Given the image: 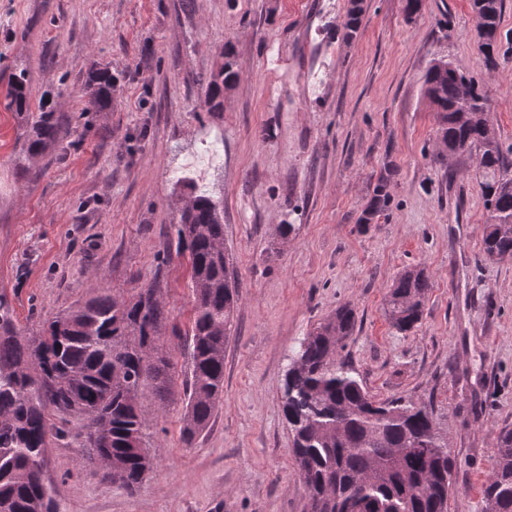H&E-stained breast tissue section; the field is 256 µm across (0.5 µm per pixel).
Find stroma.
I'll return each mask as SVG.
<instances>
[{
    "label": "stroma",
    "instance_id": "stroma-1",
    "mask_svg": "<svg viewBox=\"0 0 512 512\" xmlns=\"http://www.w3.org/2000/svg\"><path fill=\"white\" fill-rule=\"evenodd\" d=\"M348 0H0V293L22 328L162 274L181 329L192 315L186 257L168 249L173 215L204 182L224 216L239 300L224 352V400L193 445L181 440L188 359L146 442L140 489L106 481L82 451L50 449L57 512H308L280 386L297 341L338 306L357 324L343 351L381 400L430 405L454 461L448 512H483L501 428L512 427V257L483 253L487 212L470 156L436 163L437 121L423 94L437 59L482 79L504 148L512 147V0L507 53L487 69L469 0H366L345 35ZM232 46L241 79L224 107H202L203 74ZM326 60L333 78L308 94ZM27 68L30 100L58 93L77 132L30 162L6 108L7 76ZM120 78L108 112H83L92 68ZM224 145L201 180L192 157ZM390 202L360 223L379 181ZM294 225L288 239L277 227ZM424 265L422 319L400 333L383 302L401 270Z\"/></svg>",
    "mask_w": 512,
    "mask_h": 512
}]
</instances>
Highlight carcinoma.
<instances>
[{
  "label": "carcinoma",
  "mask_w": 512,
  "mask_h": 512,
  "mask_svg": "<svg viewBox=\"0 0 512 512\" xmlns=\"http://www.w3.org/2000/svg\"><path fill=\"white\" fill-rule=\"evenodd\" d=\"M487 65L503 50L504 0H470ZM364 0H349L346 36L357 34ZM240 73L224 52V64L201 78L203 106L222 105L224 90ZM118 91L112 72L96 68L83 85L84 112H109ZM424 95L438 123L436 158L476 155L485 209L487 258L512 256V154L503 151L480 80L457 62L436 60L427 69ZM54 93L30 104L27 70L12 69L8 108L25 129L23 151L35 160L64 133ZM389 203L379 182L361 222L370 224ZM170 247L191 269L193 318L186 340L182 440L188 446L209 426L224 395V348L232 330L238 279L224 248V217L207 194L191 193L171 224ZM432 287L423 267L406 268L385 297V314L399 331L419 323ZM356 326L344 305L304 336L287 358L280 387L292 452L309 492V512H448L453 461L448 441L424 402L375 399L354 368L341 358ZM178 335L164 300L163 280L89 298L53 317L29 336L0 294V512H53L45 498L49 448L61 442L90 450L93 463L112 468V484L135 491L152 470L146 447L150 412L164 409L174 386L173 362L160 345ZM160 404L151 409L149 396ZM485 512H512V428L500 430Z\"/></svg>",
  "instance_id": "obj_1"
}]
</instances>
